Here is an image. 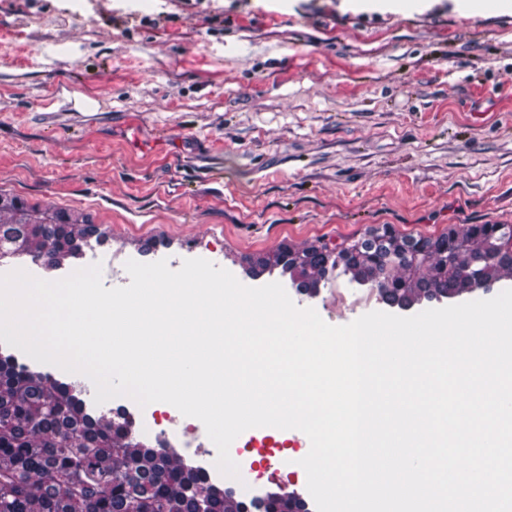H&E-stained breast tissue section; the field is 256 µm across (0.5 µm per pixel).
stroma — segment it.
<instances>
[{
	"mask_svg": "<svg viewBox=\"0 0 512 512\" xmlns=\"http://www.w3.org/2000/svg\"><path fill=\"white\" fill-rule=\"evenodd\" d=\"M404 2L0 0V195L97 229L81 259L43 248L0 274L55 281L99 257L113 288L128 260L203 258L247 286L281 283L334 326L512 288L497 267L487 290L399 306L357 270L304 291L276 263L281 246L384 224L415 238L512 224V11ZM14 356L153 443L128 397L96 404L87 376Z\"/></svg>",
	"mask_w": 512,
	"mask_h": 512,
	"instance_id": "stroma-1",
	"label": "stroma"
}]
</instances>
